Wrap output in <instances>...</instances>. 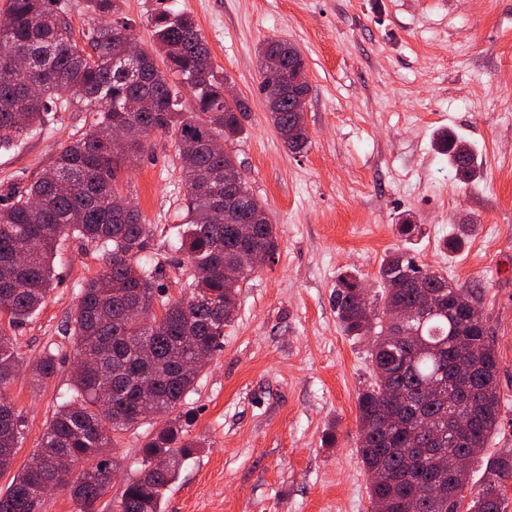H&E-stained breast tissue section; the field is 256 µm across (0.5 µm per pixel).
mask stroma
<instances>
[{"instance_id":"stroma-1","label":"stroma","mask_w":512,"mask_h":512,"mask_svg":"<svg viewBox=\"0 0 512 512\" xmlns=\"http://www.w3.org/2000/svg\"><path fill=\"white\" fill-rule=\"evenodd\" d=\"M117 19L152 48L146 22L168 9L191 13L214 60L248 102L245 132L230 144L253 194L276 229L274 262L240 288L224 342L175 415H189L199 448L167 491L162 512H370L359 456L356 396L372 380L367 339L345 335L336 314L340 275L361 280L369 298L388 252L475 288L499 358L503 411L483 455L470 464L465 498L483 480L487 456L512 449V0H118ZM293 43L311 91L308 143L292 151L271 124L259 86L258 48ZM91 113H51L42 133L0 148V194L36 180ZM464 139L476 170L457 178L438 152L441 130ZM152 230L159 282L180 297L190 269L171 256L182 229L185 188L175 142L154 133L123 173ZM409 215L420 231L401 238ZM470 225L457 252L445 248ZM106 254L69 237L53 256L51 290L16 332L17 351L57 355L58 371L33 386L19 374L8 390L25 421L0 492L37 450L69 384L73 347L64 325L81 287ZM165 416L119 434L114 473L99 512L116 505ZM335 426L337 441L322 438Z\"/></svg>"}]
</instances>
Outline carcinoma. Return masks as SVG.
I'll return each instance as SVG.
<instances>
[{
  "label": "carcinoma",
  "instance_id": "1",
  "mask_svg": "<svg viewBox=\"0 0 512 512\" xmlns=\"http://www.w3.org/2000/svg\"><path fill=\"white\" fill-rule=\"evenodd\" d=\"M101 18L116 12L115 0H86ZM9 41L23 64L0 61V145L9 146L46 126L53 108L77 104L93 113L92 129L60 151L43 173L0 205V320L14 328L43 305L52 281L51 259L71 235L97 243L109 256L107 269L80 289L65 324L76 355L91 364L74 371L70 394L58 406L39 443L5 493L0 512H41L42 483L56 477L52 461L61 452L79 463L91 460L76 479L63 481L78 512H98L112 478V433L143 424L149 406L157 416L180 406L195 389L205 364L190 363L213 353L233 321L236 297L251 269L239 268V246L274 256L278 242L272 219L261 224H226L224 173L239 172L224 143L245 132L248 103L224 105L226 76L214 66L195 19L161 11L147 18L155 49L147 52L130 27L91 28L74 39L67 0H9ZM167 59L166 70L155 58ZM260 65L274 64L289 76L305 66L298 49L271 39L259 48ZM260 91L273 126L291 150L308 142L305 116L295 111L288 85L272 95ZM133 99H148L150 112H128ZM126 122L141 128L138 138L117 139L113 128ZM160 132L194 147L179 153L185 183V229L176 246L193 269L189 295L172 299L158 283L152 233L133 199L127 211L113 206L124 167L138 160L149 134ZM438 150L456 174L474 173L472 150L441 131ZM247 208L267 212L240 180ZM380 297H363L361 281L343 274L336 289V313L348 336L368 337L374 381L357 393L359 454L369 477L371 512H462L467 469L439 471L436 453L473 459L500 423L498 357L483 318L479 296L395 249L381 261ZM439 300L406 330L388 318L394 303L414 306ZM139 303L141 318L126 308ZM161 315H156L155 306ZM56 355L46 351L26 362L15 352V336L0 324V471L9 470L25 427L6 391L20 368L42 384L56 372ZM109 395L103 407L99 395ZM180 421H170L143 445L138 476L128 483L117 512H162L165 492L197 451L184 440ZM512 474V450L487 460L482 489L467 512H507L503 480Z\"/></svg>",
  "mask_w": 512,
  "mask_h": 512
}]
</instances>
